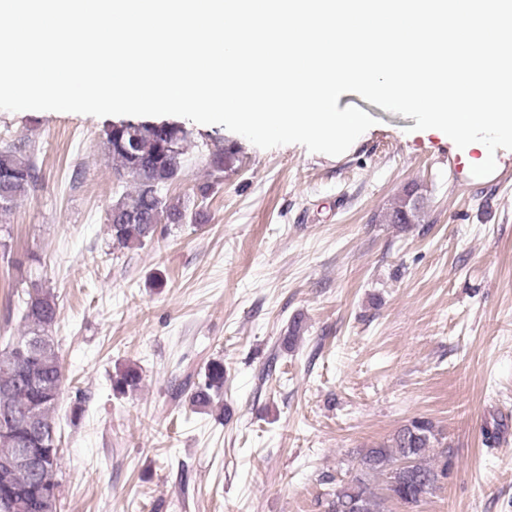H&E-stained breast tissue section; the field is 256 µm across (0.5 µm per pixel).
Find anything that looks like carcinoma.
Wrapping results in <instances>:
<instances>
[{
	"instance_id": "carcinoma-1",
	"label": "carcinoma",
	"mask_w": 512,
	"mask_h": 512,
	"mask_svg": "<svg viewBox=\"0 0 512 512\" xmlns=\"http://www.w3.org/2000/svg\"><path fill=\"white\" fill-rule=\"evenodd\" d=\"M107 148L119 175L132 178V189L112 205L108 224L112 244L140 248L152 241L162 224H180L186 218L184 207L172 202L163 190L175 180L181 169L188 132L176 124L157 128L147 122L135 127H108L104 131ZM235 151L222 145L209 152L212 175L224 178ZM38 179L37 167L22 144L0 146V214L11 210L18 198L26 195ZM414 191L398 197L391 208L390 222L406 225L418 217L420 206L413 203ZM20 299L18 310L25 331L0 349V384L17 383L0 393V405L21 415L15 434L0 433V462L13 455L17 439L26 434L24 420L35 418L47 431L57 432L56 410L64 390V372L58 344L51 336L57 320V296L37 281ZM43 337L34 350L27 342ZM141 382L138 367L129 365L112 378V390L123 394ZM224 388V364L213 361L189 396L198 410L211 407ZM439 445L431 421L415 419L400 428L388 442L368 448L356 460L350 479L336 489L334 512H387V502L418 506L438 487L448 464L437 467L430 462V451ZM406 461L400 469L397 464ZM46 487L43 479L18 471L11 485H3L0 498L9 494L29 499Z\"/></svg>"
}]
</instances>
